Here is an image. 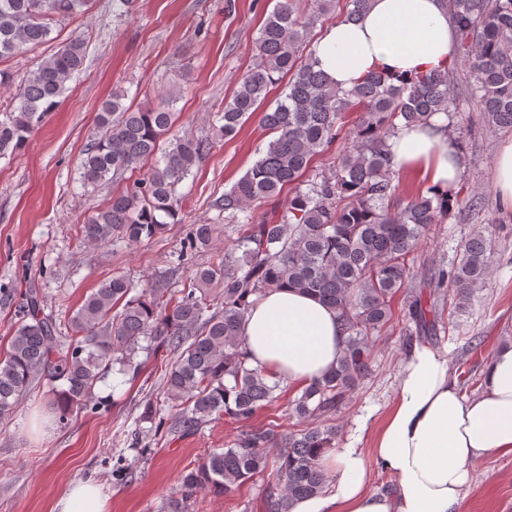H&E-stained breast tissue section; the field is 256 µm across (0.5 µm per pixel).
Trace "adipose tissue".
Masks as SVG:
<instances>
[{
    "mask_svg": "<svg viewBox=\"0 0 512 512\" xmlns=\"http://www.w3.org/2000/svg\"><path fill=\"white\" fill-rule=\"evenodd\" d=\"M319 68L349 89L374 72L411 76L443 71L455 53L446 0H371L358 19L336 21L314 47ZM446 118L402 130L390 141L395 165L429 184L453 183L459 162L448 146ZM251 365L307 384L334 368L345 335L333 309L293 289L266 293L243 327ZM484 389L461 393L448 357L414 347L394 404L371 448L352 445L329 455L327 490L296 503L292 512H460L473 463L484 454H512V344L490 359ZM390 490L371 488L374 469ZM107 496L93 482L74 484L58 512H105Z\"/></svg>",
    "mask_w": 512,
    "mask_h": 512,
    "instance_id": "ef3b65f1",
    "label": "adipose tissue"
}]
</instances>
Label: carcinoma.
Instances as JSON below:
<instances>
[{
	"label": "carcinoma",
	"mask_w": 512,
	"mask_h": 512,
	"mask_svg": "<svg viewBox=\"0 0 512 512\" xmlns=\"http://www.w3.org/2000/svg\"><path fill=\"white\" fill-rule=\"evenodd\" d=\"M298 2L277 0L256 37L257 62L217 113L218 131L231 138L270 88L285 83L276 107L261 116L274 139L214 203L236 239L224 246L218 262L197 269L178 297L170 290L172 272L138 293L124 275L103 281L70 317L67 344H60L57 322L41 315L37 293L29 294L19 305L8 354L0 359V418L13 412L33 382L45 379L54 384L51 405L62 421L115 365L136 372L138 352L165 349L174 355L164 362L165 403L180 427L191 431L214 415L247 422L274 400L282 379L248 363L241 328L256 300L287 285L336 311L346 333L344 354L289 401L292 430L241 432L183 477V493L188 497L204 487L232 492L267 469L265 448L278 449L265 512H291L297 501L326 491L324 462L336 448L338 428L322 418L366 374L369 339L390 321L394 296L410 287V255L423 233L445 223L460 203L452 188L432 186L402 200L389 141L439 113L453 122L460 105L448 92L453 65L409 78L372 73L350 89L336 87L316 68L309 40L310 29L335 0H313L307 15ZM90 6L91 0H0V59L46 42L55 18L83 14ZM448 11L471 99L488 124L512 129V0H448ZM85 61L86 42L77 37L20 80L0 70V87L16 86L12 105L0 112V158L24 149ZM124 99L116 89L101 103L99 134L80 161V179L101 186L123 180L149 160L153 164L84 219L82 232L98 244L116 232L131 243L150 240L177 223L181 201L175 186L212 148L207 138L172 133L174 94L145 109L126 106ZM348 112L357 113L348 150L330 173L303 179L313 158L336 141ZM286 189L292 195L275 204ZM214 232L212 224L191 225L183 249L211 246ZM491 253L489 230H477L442 271L461 305L471 304L485 286ZM408 317L419 335L437 336L435 299L413 295Z\"/></svg>",
	"instance_id": "cac0c4a2"
}]
</instances>
